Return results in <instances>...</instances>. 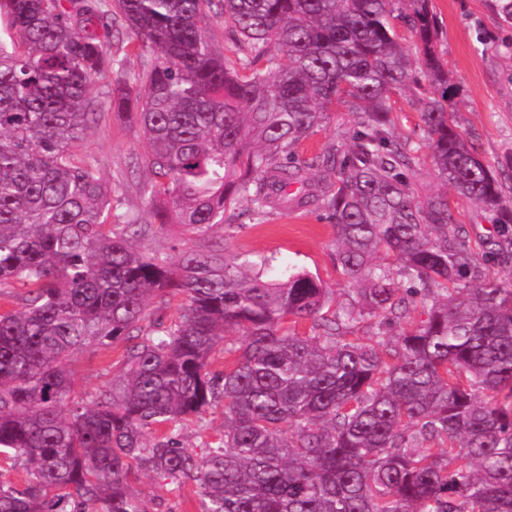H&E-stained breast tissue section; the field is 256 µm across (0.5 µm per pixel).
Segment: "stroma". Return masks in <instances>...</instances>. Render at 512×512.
<instances>
[{
  "label": "stroma",
  "instance_id": "35a3bbf8",
  "mask_svg": "<svg viewBox=\"0 0 512 512\" xmlns=\"http://www.w3.org/2000/svg\"><path fill=\"white\" fill-rule=\"evenodd\" d=\"M440 24L439 50L454 83L448 105L457 112L463 128L481 156L492 164L505 163L512 154V29L499 26L486 0H432ZM114 84L95 80L90 94L99 104L101 119L81 142V155L94 159L101 176L122 191L112 202L114 223L125 215L145 211L148 201L139 186L149 178L138 165L145 145L137 128L112 105ZM415 185L418 197L445 193L459 223L467 225L472 240L489 234L490 225L474 204L460 200L437 176L429 159L420 161ZM335 229L318 211L278 212L245 226L221 225L210 239L230 256L268 258L267 279L295 267L322 280L328 287L344 286L331 261ZM121 348L89 346L75 357L72 394L80 397L111 383L119 372ZM148 512H199L193 487L174 488L159 478L138 476L133 482Z\"/></svg>",
  "mask_w": 512,
  "mask_h": 512
}]
</instances>
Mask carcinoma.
I'll use <instances>...</instances> for the list:
<instances>
[{
	"label": "carcinoma",
	"instance_id": "cac0c4a2",
	"mask_svg": "<svg viewBox=\"0 0 512 512\" xmlns=\"http://www.w3.org/2000/svg\"><path fill=\"white\" fill-rule=\"evenodd\" d=\"M487 7L512 27V0ZM0 14V297L24 288L0 310V461L24 471L20 486L0 481V512H146L134 467L193 485L200 512H512V285L487 269L512 268V173L448 111L430 0H0ZM214 16L233 68L207 36ZM117 27L136 70L106 48ZM417 68L430 96L411 142L390 101ZM107 74L150 173V210L125 224L112 223L116 188L78 154ZM338 105L354 117L344 142L300 156ZM423 147L487 213L483 252L447 197L416 198ZM307 207L336 229L347 303L304 270L268 281L222 249L130 244ZM176 296L175 316L145 325ZM228 329L233 359L214 369ZM119 342V375L72 400L74 355ZM216 405L224 436L184 447L179 421Z\"/></svg>",
	"mask_w": 512,
	"mask_h": 512
}]
</instances>
